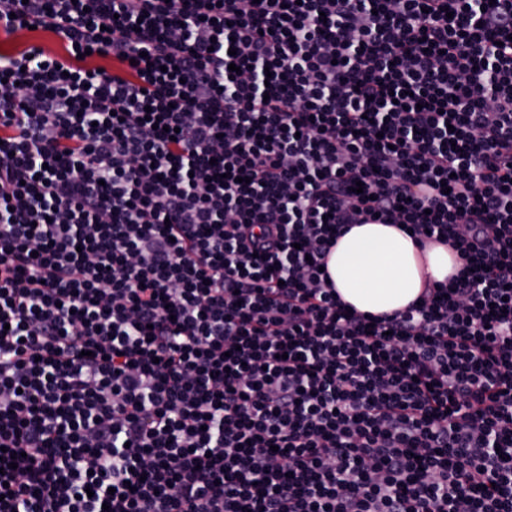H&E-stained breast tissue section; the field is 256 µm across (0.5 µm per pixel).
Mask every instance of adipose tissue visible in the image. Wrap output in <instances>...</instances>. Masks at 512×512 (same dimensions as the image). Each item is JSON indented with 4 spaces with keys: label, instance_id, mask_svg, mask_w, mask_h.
I'll return each mask as SVG.
<instances>
[{
    "label": "adipose tissue",
    "instance_id": "1",
    "mask_svg": "<svg viewBox=\"0 0 512 512\" xmlns=\"http://www.w3.org/2000/svg\"><path fill=\"white\" fill-rule=\"evenodd\" d=\"M458 268L448 247L419 250L392 224H355L336 241L328 271L341 301L358 312L390 314L416 301L427 282L445 281Z\"/></svg>",
    "mask_w": 512,
    "mask_h": 512
}]
</instances>
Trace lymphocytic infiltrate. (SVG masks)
Masks as SVG:
<instances>
[{
	"label": "lymphocytic infiltrate",
	"mask_w": 512,
	"mask_h": 512,
	"mask_svg": "<svg viewBox=\"0 0 512 512\" xmlns=\"http://www.w3.org/2000/svg\"><path fill=\"white\" fill-rule=\"evenodd\" d=\"M32 26L0 512H512V0H0ZM376 222L457 272L349 311Z\"/></svg>",
	"instance_id": "obj_1"
}]
</instances>
